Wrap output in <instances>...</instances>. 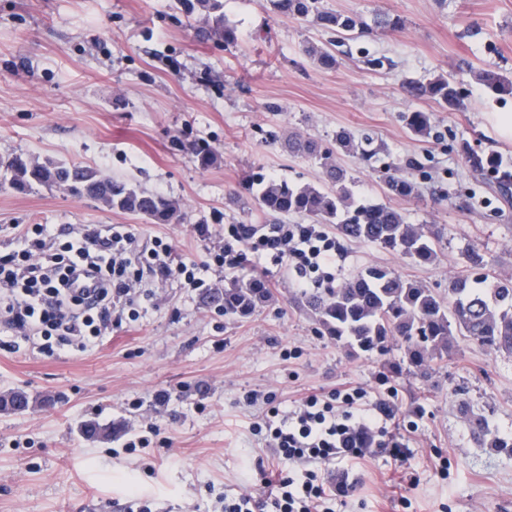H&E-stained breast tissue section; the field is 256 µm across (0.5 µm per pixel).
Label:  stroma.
Returning <instances> with one entry per match:
<instances>
[{"mask_svg":"<svg viewBox=\"0 0 512 512\" xmlns=\"http://www.w3.org/2000/svg\"><path fill=\"white\" fill-rule=\"evenodd\" d=\"M325 9L372 23L364 37L334 47V69L305 52L329 39L314 22L274 14L265 0H224V23L238 40L199 41L175 0H0V157L51 158L168 198L185 219L150 224L100 201L58 189L21 193L0 177V253L20 224H127L141 241L162 237L182 260L202 261L206 238L228 224H298L259 205L255 175L316 187V160L288 154L298 134L331 145L336 132L367 133L387 161L416 184L413 197L387 199L379 173L340 153L355 199L390 202L406 223L438 231V257L419 266L377 244L339 238L333 287L371 266L447 295L468 252L485 255L512 280V207L498 208L487 177L460 145L512 157L503 131L512 95L479 85L475 71L512 79V0H321ZM401 17L392 31L375 18ZM382 59L367 65L365 56ZM448 78L465 90L462 107L441 109L406 91L411 80ZM430 112L437 133H409L405 115ZM214 154L200 167L189 144ZM417 167H410V160ZM269 301L248 318L218 314L177 280L152 284L146 314L102 335L85 352L48 357L0 334V394L26 391L24 412L0 409V512H119L127 490L155 512H213L210 488L252 492L258 443L249 427L261 406L245 392L273 393L281 410L342 383L393 391L398 417L412 418L408 485L400 468L376 457L356 473L340 512H512V451L473 439L468 404L490 428L512 436V356L452 337L445 361L409 371L406 343L350 354L323 335L285 267L265 277ZM170 391L155 406L153 397ZM141 408H133V401ZM161 428L146 453L118 448L142 416ZM95 421L111 438L83 431ZM448 459L447 474L432 467Z\"/></svg>","mask_w":512,"mask_h":512,"instance_id":"35a3bbf8","label":"stroma"}]
</instances>
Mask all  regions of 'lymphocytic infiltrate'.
<instances>
[{
  "mask_svg": "<svg viewBox=\"0 0 512 512\" xmlns=\"http://www.w3.org/2000/svg\"><path fill=\"white\" fill-rule=\"evenodd\" d=\"M206 254L201 263L175 261L169 243L138 244L126 224L23 225L16 249L0 255V326L50 356L84 351L108 328L139 319L155 280L205 291V270L233 271L253 255L286 266L294 287L308 291L332 280L336 241L318 224H228ZM243 399L263 407L251 431L265 442L266 460L256 465L264 491L224 490L218 512H336L352 488L346 463L381 455L402 467L413 456L391 425V403L362 386L309 393L289 411L270 393Z\"/></svg>",
  "mask_w": 512,
  "mask_h": 512,
  "instance_id": "1",
  "label": "lymphocytic infiltrate"
}]
</instances>
